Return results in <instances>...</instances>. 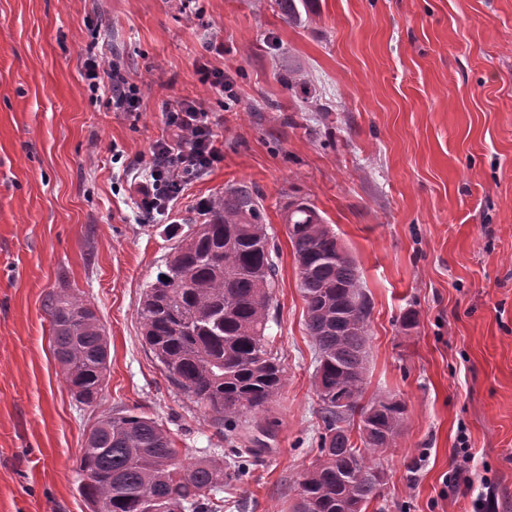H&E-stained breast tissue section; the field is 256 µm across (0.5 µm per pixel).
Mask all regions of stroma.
<instances>
[{
    "label": "stroma",
    "mask_w": 512,
    "mask_h": 512,
    "mask_svg": "<svg viewBox=\"0 0 512 512\" xmlns=\"http://www.w3.org/2000/svg\"><path fill=\"white\" fill-rule=\"evenodd\" d=\"M0 0V512H89L78 461L101 411L161 420L192 457L228 443L174 388L138 307L173 248L230 186L256 196L277 266L268 338L286 377L239 419L258 448L223 512H291L323 428L285 202L313 204L371 302L364 402L397 399L367 512H473L489 479L512 512V0ZM119 63L113 111L84 62ZM204 63L228 75L210 93ZM291 84H283L282 76ZM204 101L223 159L165 215L137 188L164 109ZM72 289L109 340L99 405L75 401L43 302ZM416 311L406 329L401 318ZM466 433L470 486H453ZM110 92L112 108L117 112H134L138 108L140 90L134 83L129 82L119 64L112 63V79L108 86H103Z\"/></svg>",
    "instance_id": "stroma-1"
}]
</instances>
